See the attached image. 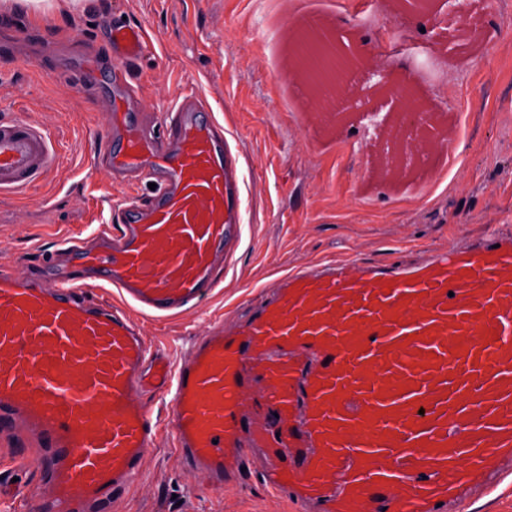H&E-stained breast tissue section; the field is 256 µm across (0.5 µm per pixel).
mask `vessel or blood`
Masks as SVG:
<instances>
[{
	"mask_svg": "<svg viewBox=\"0 0 512 512\" xmlns=\"http://www.w3.org/2000/svg\"><path fill=\"white\" fill-rule=\"evenodd\" d=\"M142 28L112 30V79ZM195 88L147 125L108 112V174L131 192L107 245L63 251L81 269L33 282L0 273V431L23 428L49 474L34 512H105L142 473L154 432L137 397H168L174 447L204 491L237 481L262 449L270 488L317 512H448L512 465V226L404 263L345 255L285 275L234 326L178 365L150 350L126 310L85 298L86 270L169 316L213 289L237 241L245 176ZM55 146L40 125L0 120V191L43 180ZM154 184L148 199L135 187Z\"/></svg>",
	"mask_w": 512,
	"mask_h": 512,
	"instance_id": "1",
	"label": "vessel or blood"
}]
</instances>
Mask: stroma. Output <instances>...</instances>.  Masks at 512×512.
Wrapping results in <instances>:
<instances>
[{"instance_id": "35a3bbf8", "label": "stroma", "mask_w": 512, "mask_h": 512, "mask_svg": "<svg viewBox=\"0 0 512 512\" xmlns=\"http://www.w3.org/2000/svg\"><path fill=\"white\" fill-rule=\"evenodd\" d=\"M78 17L0 15V115L47 129L56 158L24 193L0 194V270L49 276L58 238L92 233L125 195L94 168L109 151L102 111L119 93L111 78L110 22L141 27L154 50L126 66L145 104L172 103L197 86L234 138L246 188L240 239L210 297L174 317L135 314L145 340L171 361L298 261L354 252L368 260L407 257L512 224V0H469L457 20L443 0H100ZM328 17L342 45H375L389 69L413 73L423 101L442 114L447 148L432 169L402 178L381 163L398 99L368 66H356L348 111L314 115L284 79L290 20ZM139 398L157 427L141 476L112 512H294L273 494L258 462L236 487L197 490L172 446L168 399ZM21 466L16 496L0 512H30L44 474L23 433L0 434V474Z\"/></svg>"}]
</instances>
